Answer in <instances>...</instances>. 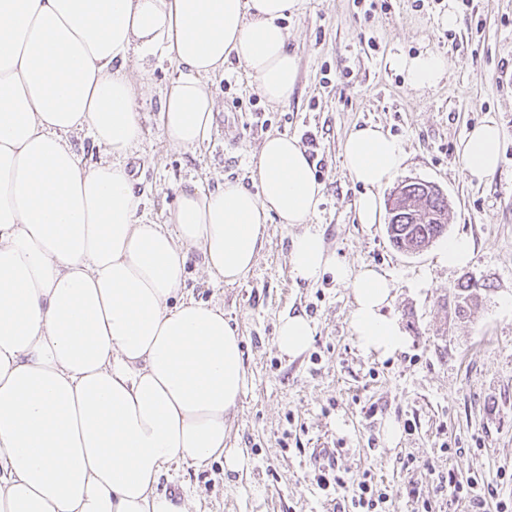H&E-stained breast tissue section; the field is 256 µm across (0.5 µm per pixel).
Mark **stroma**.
Masks as SVG:
<instances>
[{"mask_svg": "<svg viewBox=\"0 0 512 512\" xmlns=\"http://www.w3.org/2000/svg\"><path fill=\"white\" fill-rule=\"evenodd\" d=\"M450 11L453 27L441 23ZM283 24L299 58L292 97L267 101L245 67L229 60L207 81L215 122L193 149L171 147L157 125L180 69L160 54L127 61L144 83L143 134L128 164L149 222L165 223L193 183L256 189L252 155L270 133L314 135L324 186L308 225L268 220L243 280L213 282L189 260L186 293L223 306L242 337L249 384L227 421V442L249 465L232 471L220 458L201 468L174 465L160 486L175 498L189 495L199 512H345L344 491H323L314 480L315 449L334 448L345 481L367 473L387 489L388 512H423L427 502L446 512L439 479L450 472L512 497V0H304ZM426 51L446 57L448 72L434 87L411 88L393 61ZM491 120L504 133L500 163L472 183L461 147ZM370 123L403 144L395 182L431 181L447 195L448 237L475 243L465 270L441 265L437 246L406 254L391 245L385 224L359 223L362 187L345 168L342 145ZM307 228L354 269L371 267L392 281L388 313L409 338L404 352L379 359L359 349L350 290L331 276L294 284L291 240ZM464 274L486 288L462 311L456 288ZM289 312L314 325L309 348L293 359L274 344ZM390 420L403 427L394 444L384 434Z\"/></svg>", "mask_w": 512, "mask_h": 512, "instance_id": "35a3bbf8", "label": "stroma"}]
</instances>
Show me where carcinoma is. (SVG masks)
<instances>
[{
	"label": "carcinoma",
	"mask_w": 512,
	"mask_h": 512,
	"mask_svg": "<svg viewBox=\"0 0 512 512\" xmlns=\"http://www.w3.org/2000/svg\"><path fill=\"white\" fill-rule=\"evenodd\" d=\"M390 220L386 231L399 251L416 254L442 237L448 228V197L430 182L398 185L390 195ZM486 285L466 276L458 288L460 303L478 299Z\"/></svg>",
	"instance_id": "obj_1"
}]
</instances>
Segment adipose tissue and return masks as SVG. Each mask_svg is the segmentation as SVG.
Segmentation results:
<instances>
[{"label": "adipose tissue", "mask_w": 512, "mask_h": 512, "mask_svg": "<svg viewBox=\"0 0 512 512\" xmlns=\"http://www.w3.org/2000/svg\"><path fill=\"white\" fill-rule=\"evenodd\" d=\"M303 0H0V512H189L158 488L165 466L246 459L225 442L248 386L242 338L223 308L183 296L190 256L213 281L253 268L267 221L304 224L323 185L298 139L266 136L254 156L258 192L225 183L181 190L164 224L138 218L128 160L142 129L130 51L162 53L184 76L158 126L190 149L210 133V76L236 59L270 102L291 97L298 57L281 21ZM411 87L435 84L440 55L401 56ZM88 130L105 157L84 164L68 140ZM501 129L477 127L462 147L469 181L500 161ZM345 167L363 187L360 223H379L380 189L405 161L381 126L352 132ZM295 283L324 275L350 288L352 334L390 357L408 338L387 315L385 274L354 270L321 233L291 241ZM300 314L277 327L294 358L312 341Z\"/></svg>", "instance_id": "ef3b65f1"}]
</instances>
